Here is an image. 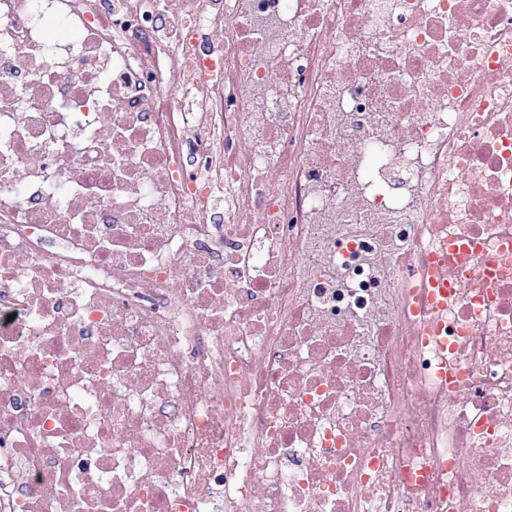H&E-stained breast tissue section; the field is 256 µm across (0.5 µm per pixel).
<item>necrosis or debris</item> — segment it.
<instances>
[{
  "label": "necrosis or debris",
  "instance_id": "1",
  "mask_svg": "<svg viewBox=\"0 0 512 512\" xmlns=\"http://www.w3.org/2000/svg\"><path fill=\"white\" fill-rule=\"evenodd\" d=\"M247 507L512 512V0H0V512ZM436 259V257H435ZM434 273L423 284V295L430 306L431 311L435 314V318L426 330L430 338L434 340L443 353H448V336H441L443 331V323L441 315L443 310L448 306V296H450L456 287V283L448 276L441 272L442 261L437 256Z\"/></svg>",
  "mask_w": 512,
  "mask_h": 512
}]
</instances>
